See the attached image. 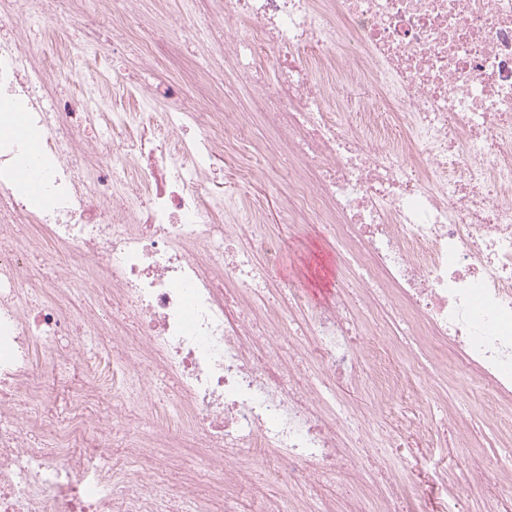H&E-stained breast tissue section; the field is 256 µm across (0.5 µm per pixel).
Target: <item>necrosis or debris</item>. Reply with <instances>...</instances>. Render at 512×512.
<instances>
[{
    "mask_svg": "<svg viewBox=\"0 0 512 512\" xmlns=\"http://www.w3.org/2000/svg\"><path fill=\"white\" fill-rule=\"evenodd\" d=\"M83 2L86 46L106 24L145 57L176 55L183 25ZM210 2L222 72L257 97L276 150L239 154L247 113L189 66L126 112L73 47L83 96L52 91L41 49L74 23L70 0H0V32L25 36L0 39V512H223L247 459L314 491L347 461L342 429L370 431L339 380L368 383L382 413L409 376L444 400L470 375L512 446V0ZM346 87L372 96L337 100ZM15 115L38 152L9 131ZM230 155L240 187L285 177L289 229L324 217L345 272L365 277L366 315L337 303L313 342L288 343L305 295L270 285L285 242L262 210L212 191ZM29 164L34 189L17 176ZM188 442L204 467L175 461L159 495L154 449Z\"/></svg>",
    "mask_w": 512,
    "mask_h": 512,
    "instance_id": "necrosis-or-debris-1",
    "label": "necrosis or debris"
}]
</instances>
